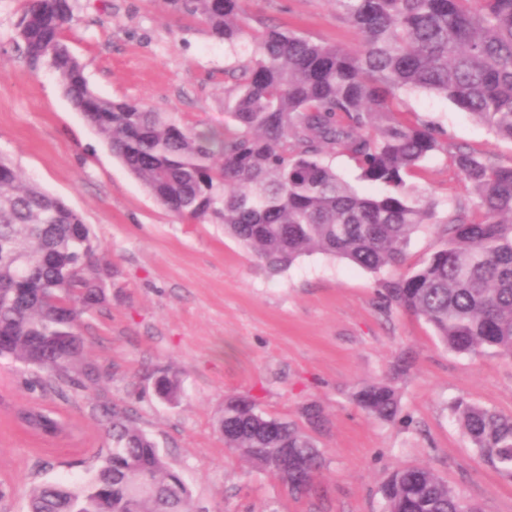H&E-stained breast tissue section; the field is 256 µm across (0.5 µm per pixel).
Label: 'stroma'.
I'll list each match as a JSON object with an SVG mask.
<instances>
[{
	"instance_id": "35a3bbf8",
	"label": "stroma",
	"mask_w": 512,
	"mask_h": 512,
	"mask_svg": "<svg viewBox=\"0 0 512 512\" xmlns=\"http://www.w3.org/2000/svg\"><path fill=\"white\" fill-rule=\"evenodd\" d=\"M22 5L0 0V159L82 216L112 277L101 312L83 318L78 368L96 384L47 388L43 371L0 359V512H27L30 490L43 483L88 481L112 446L105 404L130 409L182 472L196 512H383L381 487L405 465L430 466L483 512H512V484L479 463L449 409L462 398L512 413V359L455 353L423 319L383 310L376 274L320 253L272 274L223 225L180 221L113 157L54 72L16 48ZM72 6L68 44L99 95L200 129L232 127L224 71L246 52L166 0ZM246 8L317 41L356 43L332 0H248ZM407 106V120L435 123L450 152L512 164V141L445 97L415 92ZM408 181L452 207L473 197L449 156ZM401 358L409 369L392 377ZM162 371L180 385L176 401L155 393ZM387 379L401 407L390 424L352 399L364 382ZM235 396L295 422L307 405L321 407L315 439L325 465L312 491L289 495L225 447L224 400ZM32 407L60 416L65 432L28 431L18 413Z\"/></svg>"
}]
</instances>
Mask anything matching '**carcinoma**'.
<instances>
[{
    "label": "carcinoma",
    "mask_w": 512,
    "mask_h": 512,
    "mask_svg": "<svg viewBox=\"0 0 512 512\" xmlns=\"http://www.w3.org/2000/svg\"><path fill=\"white\" fill-rule=\"evenodd\" d=\"M231 47L251 54L238 67L235 129L199 131L137 101L99 96L67 48L70 0H25L16 44L47 65L112 154L182 220L218 221L270 270L319 252L374 274L384 309L428 323L451 351L512 358V165L469 151L453 161L474 191L468 209L440 217L438 204L406 177L448 155L435 124L411 123L404 95L450 99L512 141V0H333L357 34L352 47L279 26L250 24L246 0H168ZM348 156L354 186L327 161ZM424 224H443L442 247L401 272L405 248ZM89 227L63 199L22 179L0 159V358L33 365L45 382L81 385L85 315L101 310L111 268L96 259ZM369 416L393 422L400 401L389 381L353 394ZM478 460L512 483V414L462 398L450 405ZM112 449L75 490L33 488L27 512H193L181 472L116 407H103ZM269 418L243 397L224 401V442L293 494L312 489L322 467L313 432L324 420ZM42 435L64 424L43 410L21 415ZM306 471L280 469L281 449ZM384 512H482L428 467L400 466L382 488Z\"/></svg>",
    "instance_id": "1"
}]
</instances>
